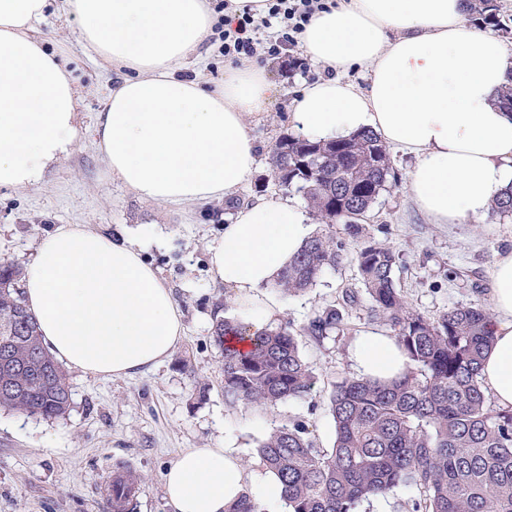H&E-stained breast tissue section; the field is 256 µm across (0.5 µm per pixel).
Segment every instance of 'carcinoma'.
<instances>
[{
	"instance_id": "obj_1",
	"label": "carcinoma",
	"mask_w": 512,
	"mask_h": 512,
	"mask_svg": "<svg viewBox=\"0 0 512 512\" xmlns=\"http://www.w3.org/2000/svg\"><path fill=\"white\" fill-rule=\"evenodd\" d=\"M469 19L504 29L497 0H470ZM270 165L276 184L301 192L312 220L324 226L281 271V293L311 288L354 244L350 262L368 295L369 318L408 359L391 380L346 377L331 384L332 448L315 447L300 420L276 427L259 444V462L279 477L288 512H358L400 487L415 491L406 512H512V409L493 407L480 380L494 340L493 314L482 305L454 307L433 319L417 312L398 286L396 250L366 228L373 204L398 185L389 146L372 129L330 141L287 134L272 145ZM490 211L512 216V186ZM19 277L15 261L0 260V358L12 363L0 366V408L61 418L72 404L67 373L43 347ZM357 305V292L347 289L298 328L285 323L253 331L215 318L225 403L267 407L307 398L314 377L299 337L319 341L349 330ZM142 481L124 462L113 464L105 485L112 512H134ZM227 512L265 508L246 492Z\"/></svg>"
}]
</instances>
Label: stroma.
<instances>
[{"label":"stroma","mask_w":512,"mask_h":512,"mask_svg":"<svg viewBox=\"0 0 512 512\" xmlns=\"http://www.w3.org/2000/svg\"><path fill=\"white\" fill-rule=\"evenodd\" d=\"M49 49L60 53L84 88L80 126L70 155L47 170L41 185L0 189V257L27 263L38 240L61 224H82L107 236L130 239L143 260L158 269L183 315L185 333L161 365L131 377L103 378L68 369L73 408L66 418L46 420L0 411V512H110L103 493L114 462L144 475L137 512H168L163 475L187 448H210L231 438L247 472H258L256 448L288 419L305 421L317 447L332 448L335 426L327 408L328 384L357 373L354 342L376 332L366 320L369 300L350 317L345 336L323 342L304 337L300 350L317 378L308 398L275 407H231L224 402L221 349L211 337L214 315H232L238 303L216 281L208 246L231 221L233 205L214 201L194 212L140 199L110 177L93 139L99 112L119 74L84 53L75 25L49 16L38 27ZM299 46L267 59L279 94L267 113L255 117L252 134L259 165L237 194L238 201L276 200L284 195L271 176L269 151L294 133L292 102L324 76L312 62L295 68ZM398 188L383 193L367 216L370 233L399 254V286L410 304L428 317L488 300L498 255L512 252V217L466 224L428 223L414 206L405 181L412 156L392 151ZM357 269L343 263L321 275L316 286L283 296L275 320L302 326L345 289H360Z\"/></svg>","instance_id":"stroma-1"}]
</instances>
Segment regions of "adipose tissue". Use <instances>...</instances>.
<instances>
[{
	"label": "adipose tissue",
	"instance_id": "adipose-tissue-1",
	"mask_svg": "<svg viewBox=\"0 0 512 512\" xmlns=\"http://www.w3.org/2000/svg\"><path fill=\"white\" fill-rule=\"evenodd\" d=\"M466 0H328L300 37L304 53L335 75L295 98L302 135L330 140L369 127L412 155L407 188L433 224L485 218L512 186V84L501 41L463 20ZM73 20L84 50L124 70L94 128L108 171L138 197L188 209L236 195L257 166L253 117L279 90L265 69L227 70L222 82L179 76L217 20L213 0H0V188L38 185L69 155L81 89L37 34L49 14ZM361 68L366 89L340 79ZM292 200L240 206L209 246L214 277L248 301L262 328L281 302L280 271L312 236ZM489 301L498 317L481 367L484 387L512 407V252L496 260ZM22 293L44 345L67 366L132 376L168 358L184 334L158 271L131 241L79 224L40 238ZM361 376L389 379L405 367L396 343L360 337ZM171 512H226L242 491L270 508L283 502L271 472L247 474L232 442L188 448L163 477Z\"/></svg>",
	"mask_w": 512,
	"mask_h": 512
}]
</instances>
